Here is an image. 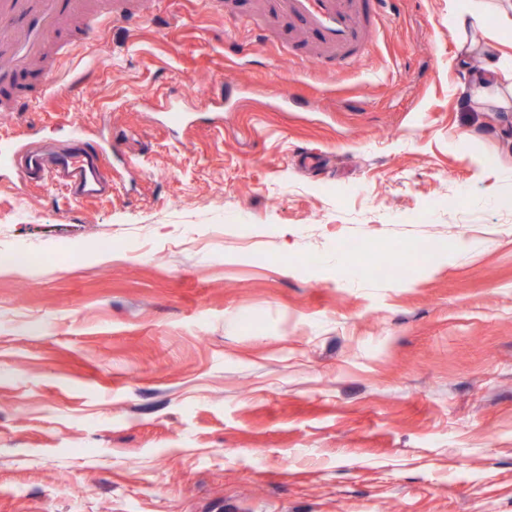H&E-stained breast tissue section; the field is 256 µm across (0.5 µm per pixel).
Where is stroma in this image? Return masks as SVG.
<instances>
[{"label": "stroma", "instance_id": "stroma-1", "mask_svg": "<svg viewBox=\"0 0 512 512\" xmlns=\"http://www.w3.org/2000/svg\"><path fill=\"white\" fill-rule=\"evenodd\" d=\"M250 3L72 33L0 112L121 149L96 200L0 171V512H512V112L463 106L448 0L341 73Z\"/></svg>", "mask_w": 512, "mask_h": 512}]
</instances>
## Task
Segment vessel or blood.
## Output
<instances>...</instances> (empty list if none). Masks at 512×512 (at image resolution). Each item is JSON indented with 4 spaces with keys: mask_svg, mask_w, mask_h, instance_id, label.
<instances>
[{
    "mask_svg": "<svg viewBox=\"0 0 512 512\" xmlns=\"http://www.w3.org/2000/svg\"><path fill=\"white\" fill-rule=\"evenodd\" d=\"M145 0H0V110L22 111L30 102L19 95L24 79L50 89L57 69L53 59L67 42L52 43L50 34L82 25L111 21L118 16H142ZM267 12L279 23L302 29L313 41L314 66L344 70L376 42L386 14L382 0H265ZM75 148L41 144L20 133L0 140V169L16 173L21 183L40 185L61 181L78 201L112 192L105 164L111 142L94 141L83 126L72 124Z\"/></svg>",
    "mask_w": 512,
    "mask_h": 512,
    "instance_id": "b4317fda",
    "label": "vessel or blood"
}]
</instances>
